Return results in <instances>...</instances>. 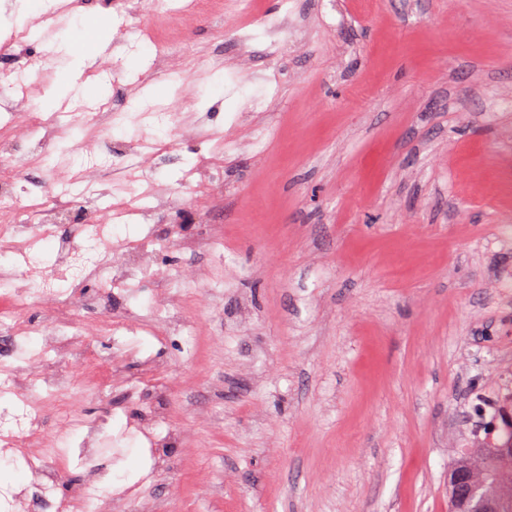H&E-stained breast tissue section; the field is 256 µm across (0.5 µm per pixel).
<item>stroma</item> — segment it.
Masks as SVG:
<instances>
[{"mask_svg":"<svg viewBox=\"0 0 512 512\" xmlns=\"http://www.w3.org/2000/svg\"><path fill=\"white\" fill-rule=\"evenodd\" d=\"M294 2L293 40L272 57L256 44L237 78L189 81L191 129L149 161L168 203L157 228L174 239L154 267L199 284L179 302L188 330L165 334L157 294L132 290L112 311L140 315L137 335L94 328L56 346L49 373L88 349L110 383L43 417L67 456L53 500L88 482L93 454L114 512H449L471 390L512 386V0ZM83 8L53 20L54 42L121 3ZM137 21L139 38L105 49L119 75L55 52L30 112L69 74L88 91L65 112L171 100L151 39L165 21L148 0ZM233 27L224 0L179 37L230 55ZM43 47L0 33V71ZM273 74L271 111H250ZM201 132L236 144L208 198L180 183L209 160ZM46 316L37 302L22 312L28 334L0 343V366L32 367ZM36 484L24 459L0 457L12 512Z\"/></svg>","mask_w":512,"mask_h":512,"instance_id":"1","label":"stroma"}]
</instances>
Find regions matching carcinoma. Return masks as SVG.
I'll return each mask as SVG.
<instances>
[{"mask_svg": "<svg viewBox=\"0 0 512 512\" xmlns=\"http://www.w3.org/2000/svg\"><path fill=\"white\" fill-rule=\"evenodd\" d=\"M492 414L475 407L483 436L473 435L470 448L456 454L454 462L480 464L497 474V489L508 499L505 512H512V398H495L490 404Z\"/></svg>", "mask_w": 512, "mask_h": 512, "instance_id": "carcinoma-1", "label": "carcinoma"}]
</instances>
